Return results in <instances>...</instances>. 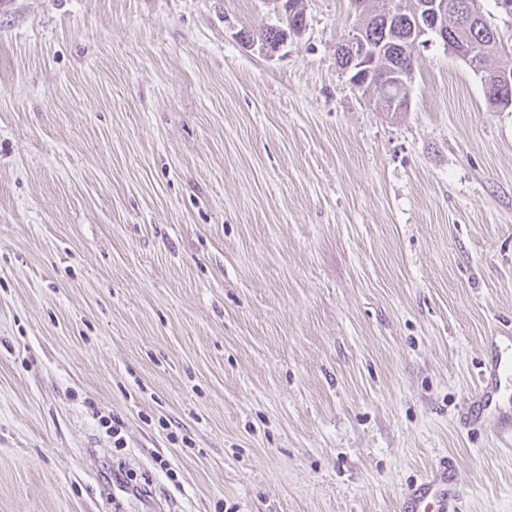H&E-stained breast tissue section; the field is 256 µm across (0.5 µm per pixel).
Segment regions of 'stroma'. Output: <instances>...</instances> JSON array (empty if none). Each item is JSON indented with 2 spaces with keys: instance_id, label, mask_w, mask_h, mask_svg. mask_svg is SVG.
<instances>
[{
  "instance_id": "obj_1",
  "label": "stroma",
  "mask_w": 512,
  "mask_h": 512,
  "mask_svg": "<svg viewBox=\"0 0 512 512\" xmlns=\"http://www.w3.org/2000/svg\"><path fill=\"white\" fill-rule=\"evenodd\" d=\"M300 6L269 56L271 0H0V512H406L446 460L512 512V107L433 41L387 115ZM507 340L498 344L497 336H491L494 347L491 359L479 373L480 389L477 392L479 404L473 415L474 421L484 422L486 414L492 416V427L495 437L504 445L512 443V416L497 411L499 394L506 383L512 382V336H503ZM487 411V413H485Z\"/></svg>"
}]
</instances>
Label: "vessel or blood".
<instances>
[{"instance_id":"b4317fda","label":"vessel or blood","mask_w":512,"mask_h":512,"mask_svg":"<svg viewBox=\"0 0 512 512\" xmlns=\"http://www.w3.org/2000/svg\"><path fill=\"white\" fill-rule=\"evenodd\" d=\"M480 389L475 422L491 420L495 437L504 445L512 444V417L498 412L503 385L512 382V337L495 345L493 354L479 373ZM458 490L455 470L448 463L416 484L410 493L412 512H457Z\"/></svg>"}]
</instances>
